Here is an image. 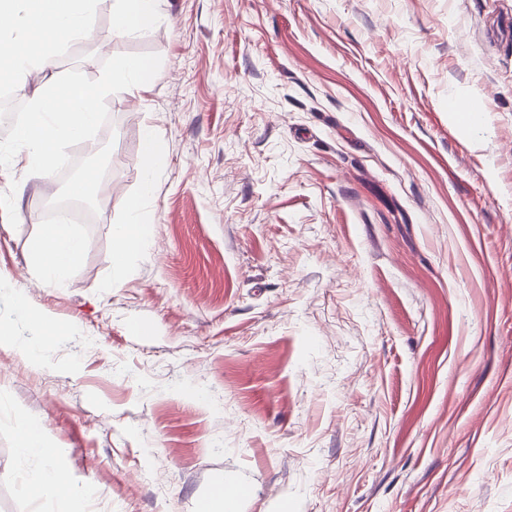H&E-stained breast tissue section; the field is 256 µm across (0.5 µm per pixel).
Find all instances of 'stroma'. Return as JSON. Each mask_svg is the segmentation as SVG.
I'll return each instance as SVG.
<instances>
[{
    "label": "stroma",
    "mask_w": 512,
    "mask_h": 512,
    "mask_svg": "<svg viewBox=\"0 0 512 512\" xmlns=\"http://www.w3.org/2000/svg\"><path fill=\"white\" fill-rule=\"evenodd\" d=\"M143 52L65 285L30 259L61 178L0 168V512H512V0H158L122 37L104 2L34 82ZM140 209L139 200L130 199L127 203L128 221L116 229L117 247L113 254V262L119 268L125 265L128 253L151 235L152 225L141 217ZM18 448L24 456H48L42 428L38 424H30L23 428L18 436ZM75 479L53 466H45L34 473L27 482L28 492L36 499H54L63 495L64 489H74Z\"/></svg>",
    "instance_id": "obj_1"
}]
</instances>
